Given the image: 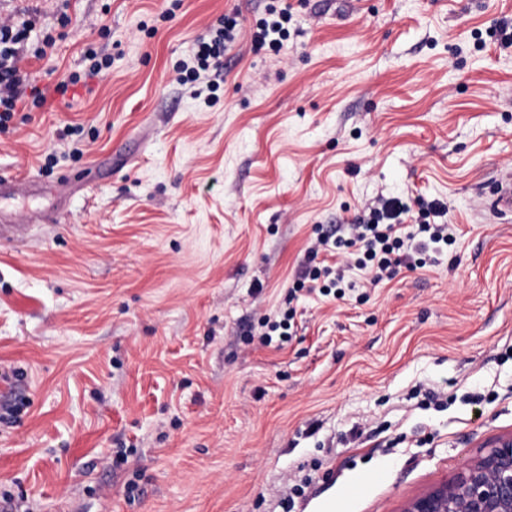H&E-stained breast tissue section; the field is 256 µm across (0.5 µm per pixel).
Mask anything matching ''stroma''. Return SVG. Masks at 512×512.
<instances>
[{"instance_id":"stroma-1","label":"stroma","mask_w":512,"mask_h":512,"mask_svg":"<svg viewBox=\"0 0 512 512\" xmlns=\"http://www.w3.org/2000/svg\"><path fill=\"white\" fill-rule=\"evenodd\" d=\"M262 9L0 0L57 37L38 86L108 63L0 133V172L37 178L0 244V492L31 512H279L301 481V512H400L512 431V223L482 198L512 49L479 45L512 0H303L277 56ZM232 11L223 83H180ZM381 195L447 200L457 244L289 298L318 227ZM288 304L290 338H249Z\"/></svg>"}]
</instances>
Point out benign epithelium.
Here are the masks:
<instances>
[{"label":"benign epithelium","mask_w":512,"mask_h":512,"mask_svg":"<svg viewBox=\"0 0 512 512\" xmlns=\"http://www.w3.org/2000/svg\"><path fill=\"white\" fill-rule=\"evenodd\" d=\"M401 512H512V433L448 478L407 498Z\"/></svg>","instance_id":"7a95c632"}]
</instances>
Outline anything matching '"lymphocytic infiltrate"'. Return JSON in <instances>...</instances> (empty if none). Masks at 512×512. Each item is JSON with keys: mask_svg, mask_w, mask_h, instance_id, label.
<instances>
[{"mask_svg": "<svg viewBox=\"0 0 512 512\" xmlns=\"http://www.w3.org/2000/svg\"><path fill=\"white\" fill-rule=\"evenodd\" d=\"M293 17L289 0H268L264 17L250 29L254 51L270 50L281 53L288 37V25ZM30 23L0 25V131L7 130L15 116L27 107H44L45 90L31 83L20 64L25 54L46 56L54 48L53 36H45L35 49H28ZM238 14L228 13L218 26L207 29L196 42L195 64L186 74L187 80H197L201 73L213 81L224 78V55L239 34ZM418 211L421 221L417 230L403 234L402 225L411 211ZM448 207L434 199L412 208L403 197L377 198L362 215L350 223L337 225L318 237L295 274L293 292H319L321 295L344 296L347 284L345 273L350 269L364 271L371 284L392 278L396 269H413L426 265L431 247L452 245L457 239L456 225L447 223ZM336 256L335 265L317 266L319 253Z\"/></svg>", "mask_w": 512, "mask_h": 512, "instance_id": "1", "label": "lymphocytic infiltrate"}]
</instances>
